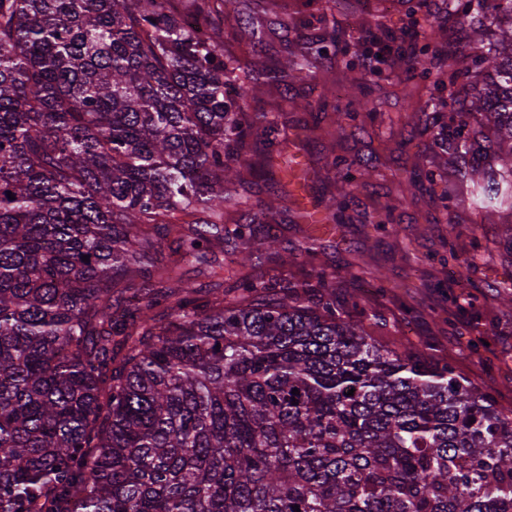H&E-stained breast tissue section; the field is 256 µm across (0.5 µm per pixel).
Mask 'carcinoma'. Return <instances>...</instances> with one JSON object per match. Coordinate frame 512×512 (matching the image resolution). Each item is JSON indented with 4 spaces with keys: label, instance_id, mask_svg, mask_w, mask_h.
Listing matches in <instances>:
<instances>
[{
    "label": "carcinoma",
    "instance_id": "carcinoma-1",
    "mask_svg": "<svg viewBox=\"0 0 512 512\" xmlns=\"http://www.w3.org/2000/svg\"><path fill=\"white\" fill-rule=\"evenodd\" d=\"M486 2L461 19L480 75H449L456 112L425 122L433 156L461 155L471 204L512 213V26L486 40ZM168 4L0 0V512H512V409L449 363L374 342L316 238L262 243L312 267L299 285L159 264L162 235L195 260L231 235L243 266L251 224L309 221L285 191L230 230L226 185L242 168L291 180L287 122L252 116L248 96L313 79L336 45L300 38L244 63L221 28L189 29ZM191 7L266 25L243 18L246 0ZM407 35L375 24L385 44ZM428 51L400 56L429 74L443 61ZM354 89L341 116L375 122L372 84ZM292 107L337 111L325 93ZM348 210L330 196L312 231Z\"/></svg>",
    "mask_w": 512,
    "mask_h": 512
}]
</instances>
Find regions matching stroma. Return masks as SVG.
<instances>
[{
    "label": "stroma",
    "mask_w": 512,
    "mask_h": 512,
    "mask_svg": "<svg viewBox=\"0 0 512 512\" xmlns=\"http://www.w3.org/2000/svg\"><path fill=\"white\" fill-rule=\"evenodd\" d=\"M327 0H259L267 28L260 42H251L244 25L225 23L227 50L239 56L256 51L274 59L286 41L296 40V23L316 14L324 24L312 27L315 35L336 33V50L318 64L316 77L286 88L263 86L255 99L257 109L287 112L286 135L301 155L307 179L306 201L341 194L340 178L326 176L323 163L341 160L351 172L365 164L377 168L376 176L355 191L349 202V223L321 233V263L336 274V297L356 303L367 331L382 343L404 344L449 362L469 375L497 402L512 408V307L503 306L500 287L512 284V257L501 246V236L512 215L477 213L465 199L458 158L449 159L434 183L412 188L407 171L425 165L432 139L423 125L412 124L414 113H448L453 103L447 87L436 77L410 75L403 61L391 71L373 75V96L379 118L365 128L354 122L337 126L326 114L313 120L310 113L293 109L292 100L316 101L323 90L336 95L338 106L350 98L349 61H360V49L371 39L369 22L380 15L392 30L405 29L413 9L441 17L437 41L448 52L445 71L472 68V59L458 55L466 46V29L458 21L465 0H349L346 9L329 12ZM453 20H445L446 12ZM390 209L391 224L382 226L377 215ZM453 238L458 255L471 265L470 281L458 286L451 266L441 264L442 241ZM380 272L383 284L367 287L352 278L360 268ZM384 315L387 326L374 325L373 315Z\"/></svg>",
    "instance_id": "stroma-1"
}]
</instances>
